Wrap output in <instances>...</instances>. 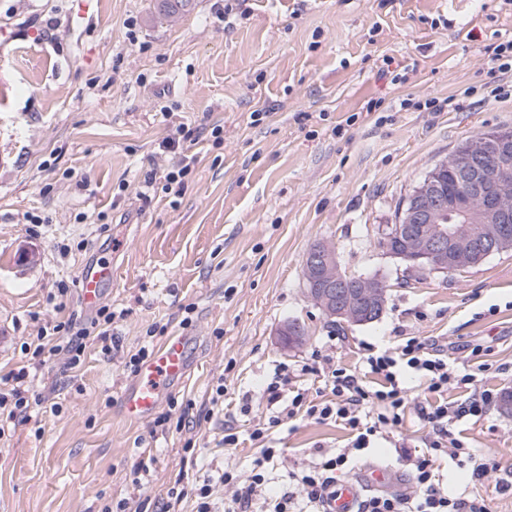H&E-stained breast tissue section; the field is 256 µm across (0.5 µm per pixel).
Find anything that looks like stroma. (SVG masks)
I'll list each match as a JSON object with an SVG mask.
<instances>
[{"instance_id": "35a3bbf8", "label": "stroma", "mask_w": 512, "mask_h": 512, "mask_svg": "<svg viewBox=\"0 0 512 512\" xmlns=\"http://www.w3.org/2000/svg\"><path fill=\"white\" fill-rule=\"evenodd\" d=\"M223 9L193 0L164 16L155 0H92L87 12L81 0H0V376L27 366L29 387L61 405L27 422L0 415V512H103L121 501L152 512L182 488L179 512H196L195 476H248L263 445L281 451L269 483L278 490L348 444L341 425L301 416L264 442L249 438L271 412L263 387L275 368L315 352L358 368L365 345L416 336L463 368L477 347L488 365L480 385L449 386L448 399L512 389V249L443 275L407 269L379 245L437 163L477 134L512 129V78L483 50L512 36V7L236 0L226 20ZM487 81L503 85L497 100L421 107ZM188 129L196 161L181 194L168 195L179 156L164 144ZM319 243L344 270L386 278L378 320L335 322L309 299L303 264ZM96 260L112 268V353L90 338L79 368L60 356L29 364L24 345L40 326L86 319L78 275ZM290 320L306 338L285 348L277 333ZM155 324L167 333L148 338ZM169 336L184 337L193 359L170 401L202 408L223 386L235 447L220 421L161 433L153 419L124 418L130 356ZM425 397L410 391L402 425L355 471L387 469L389 492L413 493L408 455L427 439ZM455 430L474 459L500 466L477 478L441 457L449 495L512 512V413L495 405Z\"/></svg>"}]
</instances>
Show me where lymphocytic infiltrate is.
<instances>
[{
	"instance_id": "f902f5d3",
	"label": "lymphocytic infiltrate",
	"mask_w": 512,
	"mask_h": 512,
	"mask_svg": "<svg viewBox=\"0 0 512 512\" xmlns=\"http://www.w3.org/2000/svg\"><path fill=\"white\" fill-rule=\"evenodd\" d=\"M115 318L109 305L99 306L94 317L87 322L74 320L57 322L52 329H40L37 344L31 357L43 360L48 356H64L68 367H77L84 355L85 341L91 335L107 338L108 328ZM366 373L329 366L327 373H320L315 363L299 366L302 375L323 374L326 387L332 397L326 401L307 400L303 392H291L287 367H277L267 382L264 393L276 412L267 423L255 425L250 437L260 441L268 427L293 419L305 413L316 421L334 420L349 429L354 440L349 449L331 457H322L316 466L294 475L293 487L268 496L267 512H322L329 493L336 488L338 473L348 469L351 454L370 447L377 439H383L399 426L408 406L407 381L419 377L426 381L427 390L442 394L456 380V374L448 365V357L435 345L412 336L392 348L368 347L364 356ZM374 375L375 383H368L367 375ZM28 372L19 369L9 372L0 381V410H6L9 418L28 419L32 408L42 406L44 396L30 393L26 384ZM495 400L493 392L485 390L460 403L437 402L422 406L418 415L428 428L425 452L413 458L411 476L416 487L412 496L369 494L358 504V512H489L484 498L449 496L439 487L434 472V459L442 453H450L458 466H472L474 476L498 468L497 460L488 458L474 462L465 450L463 440L456 437L452 426L465 417L484 416ZM278 455L277 449L264 448L253 461L247 479H240L235 471H224L219 479L205 476L194 484L199 499L197 512H211L209 498L213 482L234 486L235 491L227 512H254V496L257 489L267 486L268 469Z\"/></svg>"
}]
</instances>
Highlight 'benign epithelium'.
<instances>
[{
  "label": "benign epithelium",
  "mask_w": 512,
  "mask_h": 512,
  "mask_svg": "<svg viewBox=\"0 0 512 512\" xmlns=\"http://www.w3.org/2000/svg\"><path fill=\"white\" fill-rule=\"evenodd\" d=\"M495 158V181L488 185L480 161L484 154ZM452 169L470 193L468 207L478 206L486 225L443 224L448 201L427 185L415 195L405 224L398 233L406 239V249L397 258L411 267L430 273H453L474 261H483L501 251L512 224V190L504 179L512 175V139L480 140L438 163ZM304 286L308 297L329 318L365 324L382 305L386 281L380 276L355 275L344 271L330 245L312 247L304 262Z\"/></svg>",
  "instance_id": "1"
}]
</instances>
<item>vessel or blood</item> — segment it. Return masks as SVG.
<instances>
[{"label":"vessel or blood","mask_w":512,"mask_h":512,"mask_svg":"<svg viewBox=\"0 0 512 512\" xmlns=\"http://www.w3.org/2000/svg\"><path fill=\"white\" fill-rule=\"evenodd\" d=\"M78 285L84 307L95 308L106 288L112 285V270L98 261L86 263L80 271ZM189 369L190 357L185 340L177 338L167 342L141 367L134 382L124 391L121 399L123 414L134 420L148 417L161 404L165 393L184 381ZM386 480L384 470L368 469L339 482L335 494L326 503L327 512H356L363 493Z\"/></svg>","instance_id":"obj_1"}]
</instances>
